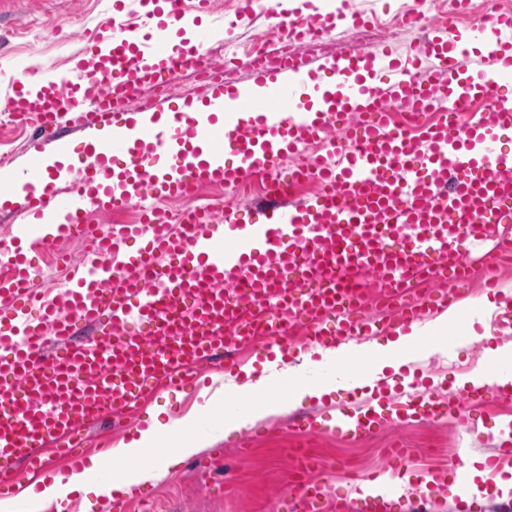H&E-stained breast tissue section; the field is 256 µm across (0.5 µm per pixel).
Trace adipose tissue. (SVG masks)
<instances>
[{
    "label": "adipose tissue",
    "mask_w": 512,
    "mask_h": 512,
    "mask_svg": "<svg viewBox=\"0 0 512 512\" xmlns=\"http://www.w3.org/2000/svg\"><path fill=\"white\" fill-rule=\"evenodd\" d=\"M502 300L481 297L469 303L466 310L449 308L425 324H411L408 331L398 333L396 339L380 346L365 344L361 355L367 361L361 385L375 386L380 381L385 369H397L412 361L421 349L424 337L447 335L450 327L459 319L485 321L494 312L504 311L507 299L512 298V289L502 291ZM352 351L339 352L323 349L320 352L299 354L293 363L285 365L278 375H263L257 379L247 380L240 385L225 389L224 393L209 398L206 408L222 407L236 402L238 398L249 397L250 402L237 412L226 411L224 430L231 433L254 426L259 421L278 413L284 404L277 395L276 387L280 381L289 379L294 384L292 399L299 402L306 398L320 399L338 389L348 388L349 383L342 375H330L321 381L309 380L308 375L314 368H324L335 364L337 358H352ZM199 412L166 423H154L141 430L138 438L128 443H120L113 448L109 458H96L90 467L71 473L67 477H57L53 481L30 485L18 496L0 500V512H42L47 505H55L58 512H64L70 504L73 494L81 492L98 497L110 498L116 494L128 493L134 485L160 479L177 460L200 453L207 448L210 437L199 430ZM178 431L177 443L170 453L151 459H144L146 449L159 447L162 438L170 431ZM116 461L112 469V481L104 485L91 478L93 471L106 466L108 461Z\"/></svg>",
    "instance_id": "obj_1"
}]
</instances>
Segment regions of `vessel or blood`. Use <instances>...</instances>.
Wrapping results in <instances>:
<instances>
[{"label": "vessel or blood", "mask_w": 512, "mask_h": 512, "mask_svg": "<svg viewBox=\"0 0 512 512\" xmlns=\"http://www.w3.org/2000/svg\"><path fill=\"white\" fill-rule=\"evenodd\" d=\"M208 3L144 0L129 26L126 0H112L110 31L88 39L76 80L23 74L0 100L35 128V152L49 145L71 158L63 172L38 159L0 167V193H26L24 218L0 237V497L45 471L44 449L80 466L89 429L124 418L157 387L196 390L218 359L235 371L242 343L335 349L373 335L360 308L372 272L400 322L423 321L459 297L468 245L512 224V153L501 143L512 130V57L501 52L512 44V12L493 15L489 44L484 26L463 35L415 11L406 25L434 34L406 58L356 48L318 64L283 58L284 44L331 36L349 18L280 12L266 59L253 63L258 80L217 87L190 113H163L155 99L144 106L150 123L137 121L124 102L141 86L182 68L214 71ZM172 26L186 37L170 47ZM472 41L485 46L476 69ZM479 77L491 83L482 110L448 121ZM92 113L109 139L76 144L62 133L61 119L78 130ZM310 177L324 192L292 204ZM251 180L268 193L247 222L223 198L196 203L202 186ZM171 197L185 204L177 225L158 205ZM129 207L139 223H112ZM35 223L84 243L83 260L45 292L31 286L39 267L24 246ZM436 280L446 292L418 291ZM482 396L410 394L381 413L364 402L339 411L336 432L372 435L412 410L437 421ZM301 430L284 502L289 512H322L317 430L309 420Z\"/></svg>", "instance_id": "vessel-or-blood-1"}]
</instances>
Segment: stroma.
I'll list each match as a JSON object with an SVG mask.
<instances>
[{"label": "stroma", "mask_w": 512, "mask_h": 512, "mask_svg": "<svg viewBox=\"0 0 512 512\" xmlns=\"http://www.w3.org/2000/svg\"><path fill=\"white\" fill-rule=\"evenodd\" d=\"M274 6V0H256L253 14L242 18L237 14L236 0H211L208 21L216 30L211 47L220 56L225 44L236 46L239 82L249 83L254 78L255 40L266 36L271 23L269 11ZM111 7V0H0V97L12 80L24 73L69 76L85 46L84 33L105 22ZM419 7L420 0H349L345 12L393 25L404 13ZM53 21L65 24L63 33L55 37L46 32L47 24ZM502 320V315H494L495 333L482 343H465L464 326H456L447 352L433 353L397 370L386 369V378L374 388V395L390 400L406 383L418 391L448 394L457 376L479 365L484 348L506 344V337L500 333ZM361 400V391L351 390L320 401H303L263 421V428L273 431L274 437L256 441L248 452L239 446L243 432L215 437L224 413L212 410L200 420L201 432L214 437L212 445L170 468L156 484L136 487L126 499L125 512H281L280 495L292 465L289 453L299 439L294 422L304 416L317 421L322 469L314 477L331 489L324 502L325 512H340V504L355 494L353 474L382 472L383 452L395 444L412 451L413 459L404 469L406 484L402 491L375 499L371 512H492L495 496H474L465 502L449 496L444 486L427 496L420 493L419 482L427 473L447 475L448 457L454 451L469 458L493 454L499 443L500 422L512 416V406L493 401L487 407L466 410L462 424L452 419L433 423L409 419L365 438H338L334 422L339 408ZM203 403L202 394L190 396L161 388L148 396L123 430H114L107 418L95 426L94 432L113 447L131 441L153 418L164 422L179 419ZM223 481L228 484L227 490L221 498H213L214 488Z\"/></svg>", "instance_id": "stroma-1"}]
</instances>
